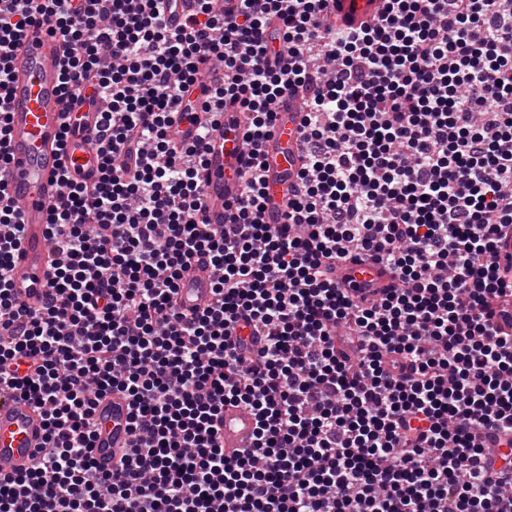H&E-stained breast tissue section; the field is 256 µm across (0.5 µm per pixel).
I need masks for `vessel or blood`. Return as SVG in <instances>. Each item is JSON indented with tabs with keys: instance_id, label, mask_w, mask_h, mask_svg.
<instances>
[{
	"instance_id": "1",
	"label": "vessel or blood",
	"mask_w": 512,
	"mask_h": 512,
	"mask_svg": "<svg viewBox=\"0 0 512 512\" xmlns=\"http://www.w3.org/2000/svg\"><path fill=\"white\" fill-rule=\"evenodd\" d=\"M63 54L61 41L40 28L21 39L10 62L8 141L11 161L0 171V179L6 183L9 201L20 207L23 230L11 281L15 297L30 307L44 299L58 259L49 239V209L62 191L61 170H69L74 178L87 183L99 177L95 133L100 111L87 113L80 132L68 136L63 133L66 113L80 108L79 103L62 91L60 61ZM301 118L298 101H289L287 111L281 112L270 137L258 146L270 165L265 210V220L269 223H284L288 210V186L281 182V174L296 173L304 162L306 143L300 131ZM198 133V123L185 112L171 113L167 136L172 145L190 144ZM244 134V114L229 105L224 108L223 119L208 127V161L203 172L207 202L202 214L204 223H223L225 201L239 193L238 172L247 159ZM335 278L350 292L360 288L380 294L399 285L385 267L350 260L337 266ZM213 282L207 270L196 269L185 274L178 290L179 309L188 313L210 303L214 298ZM96 409L100 428L93 444V455L101 467L108 469L113 456L125 448L130 439L128 403L121 393L115 392L101 398ZM254 426L250 408L225 406V456H234L252 446ZM45 439V422L34 405L18 394L1 392L0 476L30 471Z\"/></svg>"
}]
</instances>
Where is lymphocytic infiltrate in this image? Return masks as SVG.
Masks as SVG:
<instances>
[{
    "instance_id": "obj_1",
    "label": "lymphocytic infiltrate",
    "mask_w": 512,
    "mask_h": 512,
    "mask_svg": "<svg viewBox=\"0 0 512 512\" xmlns=\"http://www.w3.org/2000/svg\"><path fill=\"white\" fill-rule=\"evenodd\" d=\"M339 0H196L169 29L159 0H0V168L19 39L67 46L65 95L103 113L102 177L62 172L49 213L59 255L36 311L10 272L19 209L0 205V390L45 420L43 461L0 477V512H512V298L494 266L512 227V14L498 0H383L373 21ZM249 121L240 196L200 219L208 145L174 149L168 114L214 62ZM301 100L309 143L286 223L264 219L257 144ZM362 253L400 282L356 302L329 273ZM212 304L177 306L199 256ZM248 330L256 346L240 339ZM355 337L358 356L336 354ZM129 400L130 443L110 472L91 455L96 401ZM256 415L228 458L224 408Z\"/></svg>"
}]
</instances>
